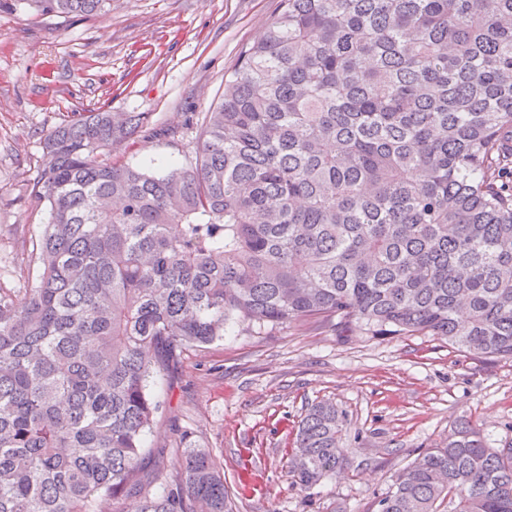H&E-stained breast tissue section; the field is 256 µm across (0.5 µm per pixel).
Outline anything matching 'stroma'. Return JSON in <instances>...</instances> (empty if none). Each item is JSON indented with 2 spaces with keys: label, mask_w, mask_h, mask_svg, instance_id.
Here are the masks:
<instances>
[{
  "label": "stroma",
  "mask_w": 512,
  "mask_h": 512,
  "mask_svg": "<svg viewBox=\"0 0 512 512\" xmlns=\"http://www.w3.org/2000/svg\"><path fill=\"white\" fill-rule=\"evenodd\" d=\"M279 9L280 0H112L106 14L56 16L0 0V285L32 287L39 272L48 214L30 189L50 130L86 112H144L154 135L116 157L155 171L193 163L198 123ZM153 391L164 408L145 469L180 475L177 432L188 431L223 463L234 512H376L392 475L456 422H473L495 447L512 442V360L432 336L236 326L187 352ZM323 399L348 415V466L304 491L288 475V450L308 404Z\"/></svg>",
  "instance_id": "35a3bbf8"
}]
</instances>
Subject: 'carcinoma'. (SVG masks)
Listing matches in <instances>:
<instances>
[{
    "mask_svg": "<svg viewBox=\"0 0 512 512\" xmlns=\"http://www.w3.org/2000/svg\"><path fill=\"white\" fill-rule=\"evenodd\" d=\"M146 129L86 112L44 138L40 272L0 288V512H231L223 465L186 435L182 476L141 468L150 383L229 326L334 320L512 360V0H282L193 164L112 157ZM344 426L306 408L294 484L343 473ZM378 512H512V446L464 424Z\"/></svg>",
    "mask_w": 512,
    "mask_h": 512,
    "instance_id": "carcinoma-1",
    "label": "carcinoma"
}]
</instances>
